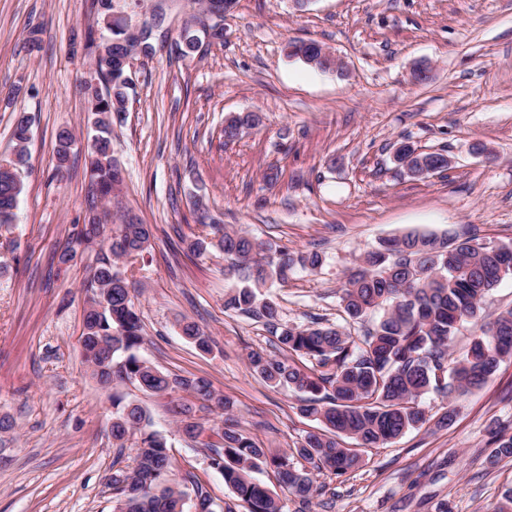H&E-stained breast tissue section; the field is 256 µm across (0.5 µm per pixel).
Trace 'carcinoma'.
I'll list each match as a JSON object with an SVG mask.
<instances>
[{
	"label": "carcinoma",
	"mask_w": 512,
	"mask_h": 512,
	"mask_svg": "<svg viewBox=\"0 0 512 512\" xmlns=\"http://www.w3.org/2000/svg\"><path fill=\"white\" fill-rule=\"evenodd\" d=\"M214 0H204L200 16L182 28L177 49L183 56L198 50L195 37L212 16ZM92 8L110 38L124 33L114 18L112 0H92ZM288 56L322 69L316 41L288 44ZM105 92H84L88 111L94 116L89 136L87 172L92 198L106 197L120 185V170L112 158L108 137L110 121L99 115L125 112L129 84L127 67L112 57L99 59ZM224 138L231 140L243 130L260 125L261 116L244 112L228 118ZM15 150L0 161V227L13 223L24 191L23 171L28 164L29 117L17 116L12 130ZM398 164L416 170L445 169L441 153H418L403 142L395 152ZM214 238H195L187 244L194 255L214 248L224 253L228 265L224 276L231 289L224 308L263 318L272 326L284 358L262 351L248 354L254 374L274 388H291L301 394L300 412L317 421L320 429L307 433L298 446L273 452L257 445L233 418L234 405L215 394L202 377L164 373L143 359L144 342L140 316L134 309V282L119 260L145 261L152 228L148 224H118L107 247L97 255L92 276L85 284L86 308L81 335L84 361L99 384L129 382L156 395L188 392L213 402L224 411L222 426L205 428L191 404L177 403L171 409L174 421L188 439L205 432L219 441L206 442L210 467L247 504L248 512H283V505L254 473L273 470L279 485L303 505L318 495L315 472L328 469L340 477L358 466L356 449L342 441L352 439L364 447L389 443L430 422L421 399L438 392L462 396L486 385L499 365L512 360V308L485 320L462 358L448 368V349L458 327L480 316L483 299L503 279L512 278V243H496L476 235L448 237L410 231L384 240L361 255L360 264L341 288L340 300L347 317L356 322L382 312L375 328L362 344L339 325L315 319L308 324H288L280 318L279 306L270 288L286 284L295 265L315 270L323 263L316 251L294 256L288 249L254 237L243 230L218 224ZM97 205L89 207L87 221L76 230L78 244H90L103 233ZM181 335L197 350L208 353L212 338L189 320L179 323ZM312 365H307V362ZM110 435L117 452L112 458V494L121 512H184L186 490L177 481L165 436L151 429L150 415L134 401L112 397ZM135 440V465L124 464L123 448ZM493 449L488 457L495 465L512 458V433L502 427L492 430ZM305 461L299 465V461Z\"/></svg>",
	"instance_id": "obj_1"
}]
</instances>
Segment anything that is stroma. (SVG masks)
Wrapping results in <instances>:
<instances>
[{
	"label": "stroma",
	"instance_id": "obj_1",
	"mask_svg": "<svg viewBox=\"0 0 512 512\" xmlns=\"http://www.w3.org/2000/svg\"><path fill=\"white\" fill-rule=\"evenodd\" d=\"M131 24L160 21L179 33L198 0H112ZM224 37L190 56L175 43L132 61L128 110L112 121V155L124 181L113 218L151 225L152 259L137 271L142 356L161 371L208 379L234 403L241 430L286 451L315 427L299 397L254 374L250 351L278 354L264 322L225 310L224 255L190 254L211 223L241 229L292 252L316 250V271L297 270L272 294L284 321L319 319L354 340L339 291L360 256L408 231L477 234L512 242V0H237ZM91 0H0V158L11 156L18 113L32 122L25 189L10 230L0 231V512H113L112 398L140 400L166 436L177 476H192L214 512H246L208 450L173 422L172 396L128 383L102 387L82 359L85 291L98 246L75 245L89 209L83 85L93 74L87 32H100ZM292 40H315L344 71L287 58ZM430 68L413 82L418 65ZM257 112L261 125L228 142L224 120ZM75 136L64 171L56 134ZM447 155L446 170L414 178L394 161L401 141ZM204 198V210L193 205ZM76 247L75 258L59 254ZM197 322L204 354L178 333ZM431 415L455 409L445 428L362 449L343 477L321 471L309 507L284 512H494L512 486V461L489 465L490 431L512 433V361L482 388L430 393Z\"/></svg>",
	"mask_w": 512,
	"mask_h": 512
}]
</instances>
